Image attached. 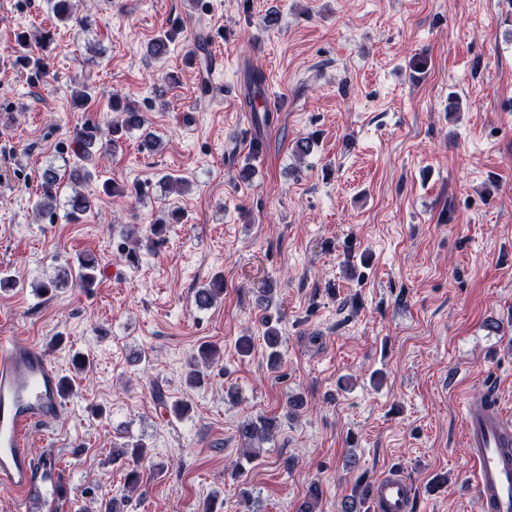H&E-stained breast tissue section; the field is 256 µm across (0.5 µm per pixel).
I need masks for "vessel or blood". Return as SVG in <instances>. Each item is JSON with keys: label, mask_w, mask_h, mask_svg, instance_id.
<instances>
[{"label": "vessel or blood", "mask_w": 512, "mask_h": 512, "mask_svg": "<svg viewBox=\"0 0 512 512\" xmlns=\"http://www.w3.org/2000/svg\"><path fill=\"white\" fill-rule=\"evenodd\" d=\"M56 366L30 344H0V485L31 487L34 473L25 447L27 430L52 424L63 409ZM465 447L476 466L474 492L479 512H512V439L508 423L492 396L465 414ZM413 486L399 474L381 476L374 486L373 512H409Z\"/></svg>", "instance_id": "1"}]
</instances>
